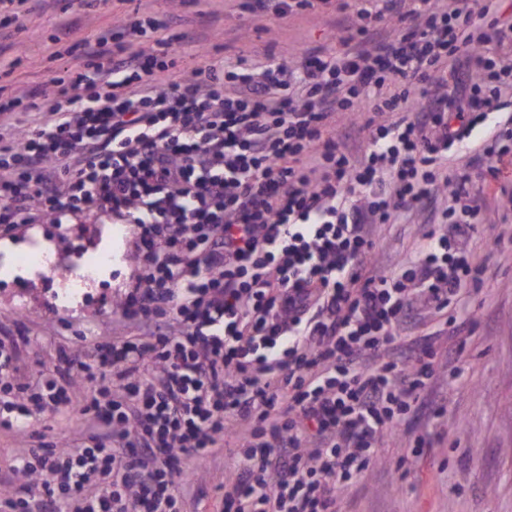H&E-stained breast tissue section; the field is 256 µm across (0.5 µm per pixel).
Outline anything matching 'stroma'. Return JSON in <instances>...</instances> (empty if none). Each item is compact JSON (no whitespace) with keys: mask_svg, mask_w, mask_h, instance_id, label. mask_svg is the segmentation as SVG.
<instances>
[{"mask_svg":"<svg viewBox=\"0 0 512 512\" xmlns=\"http://www.w3.org/2000/svg\"><path fill=\"white\" fill-rule=\"evenodd\" d=\"M201 12L214 19L205 41L178 47L167 60L168 70L158 75L160 84L182 80L216 62L242 58L259 67L271 55L296 61L314 46L340 48V19L328 7L279 18L245 13L241 0H109L85 8L79 0H48L46 9L33 14L0 16V32L9 35L8 48L0 52V69L16 87L65 79L80 62V40L117 24L124 15L164 22L166 35L172 36L194 31ZM65 21L72 22V31L56 40L54 27ZM511 116L505 110L488 113L471 136L451 150L440 176L452 183L464 175L475 185L512 183V165L494 176L470 164L478 145ZM443 204L440 198L425 200L401 223L378 226L373 233L375 266L387 274L400 273L418 247L424 225ZM98 245L112 250V277L106 287H92L86 300L59 309L37 301L19 316L12 309L11 288L0 284V337L11 336L18 343L13 366L19 381H31L38 363H51L97 343L116 350L144 337L143 325L127 319L120 306L141 274L132 225H125L118 243L104 237ZM469 248L486 273L472 298L474 325L464 339L462 372L449 382L448 418L432 439L426 463L412 466L402 480L394 469L405 442L398 435L386 436L379 465L357 490L343 495L342 512H512V202L505 196L483 194ZM89 398L82 393L46 413L35 421V429L48 426L56 437L84 442L87 431L97 425L85 409ZM235 444L230 438L225 447L215 448L203 471L185 470L188 490L179 497V512H223L224 478L235 463L228 450Z\"/></svg>","mask_w":512,"mask_h":512,"instance_id":"obj_1","label":"stroma"}]
</instances>
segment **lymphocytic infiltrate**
<instances>
[{"mask_svg":"<svg viewBox=\"0 0 512 512\" xmlns=\"http://www.w3.org/2000/svg\"><path fill=\"white\" fill-rule=\"evenodd\" d=\"M497 3L338 0L341 50L212 65L166 86L172 41L141 48L160 24L133 14L84 38L69 80L0 87L1 113L36 110L33 126L0 135V229L80 207L137 226L142 273L121 306L153 324L122 354L100 344L61 359L5 402L0 428L26 439L79 384L103 431L13 458L0 512H173L176 463L204 466L239 425L224 512H340L338 490L373 470L385 436L407 435L398 469L420 456L429 437L409 424L443 417L434 384L462 371L437 357L473 321L460 302L484 272L464 241L478 196L453 186L394 276L372 262L371 228L436 192L434 165L512 99V21ZM400 11L414 23L398 36L372 23ZM462 58L467 90L448 79ZM338 118L359 125L338 133ZM421 308L445 327L408 339Z\"/></svg>","mask_w":512,"mask_h":512,"instance_id":"lymphocytic-infiltrate-1","label":"lymphocytic infiltrate"}]
</instances>
